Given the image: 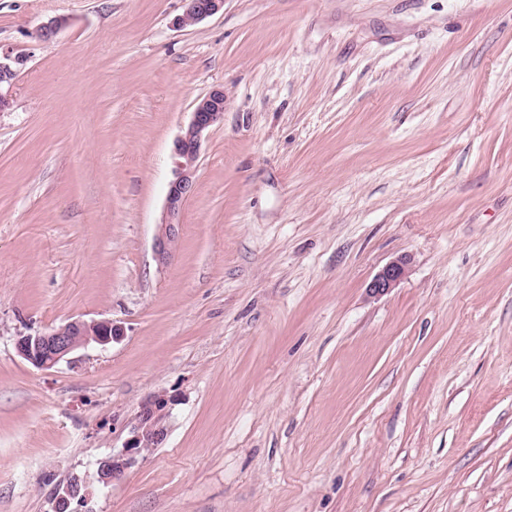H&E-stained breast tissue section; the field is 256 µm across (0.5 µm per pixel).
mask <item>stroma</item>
I'll list each match as a JSON object with an SVG mask.
<instances>
[{
    "label": "stroma",
    "mask_w": 512,
    "mask_h": 512,
    "mask_svg": "<svg viewBox=\"0 0 512 512\" xmlns=\"http://www.w3.org/2000/svg\"><path fill=\"white\" fill-rule=\"evenodd\" d=\"M185 9L0 0L26 60L0 112V512H53L161 392L166 439L88 512H512V0ZM218 87L161 266L172 144ZM73 318L124 337L17 355ZM188 6L179 19V26L194 25L206 18L212 17L224 9V0H186ZM405 260L397 259L379 272L369 285L371 294L384 295L393 288L405 273ZM121 334L110 319H73L47 331L19 333L14 346L18 355L42 370H49L75 351L90 344L105 347L117 342Z\"/></svg>",
    "instance_id": "35a3bbf8"
}]
</instances>
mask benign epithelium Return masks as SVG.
I'll use <instances>...</instances> for the list:
<instances>
[{"label":"benign epithelium","mask_w":512,"mask_h":512,"mask_svg":"<svg viewBox=\"0 0 512 512\" xmlns=\"http://www.w3.org/2000/svg\"><path fill=\"white\" fill-rule=\"evenodd\" d=\"M224 9V0H188L179 26L194 25L212 17ZM22 59L9 52L0 51V88L11 86L17 77ZM224 116V89L217 88L199 99L191 112V119L173 144L175 178L170 183L165 202V218L159 224L154 243L155 259L159 265L167 264L175 253L182 225L176 217L192 195L196 185L198 159L205 133ZM405 273V260L400 258L387 265L369 285L375 295H384L393 288ZM121 337V329L111 319H73L47 331L20 333L15 336L14 346L18 355L42 370H49L68 359L75 351L90 344L105 347ZM170 398L158 394L143 403L138 422L132 429L123 450L98 462L95 481L108 486L121 479L135 462V456L146 448L157 447L165 438ZM83 493L73 489L71 483L55 489V512H77L74 504H83L91 494L90 481L77 478Z\"/></svg>","instance_id":"1"}]
</instances>
